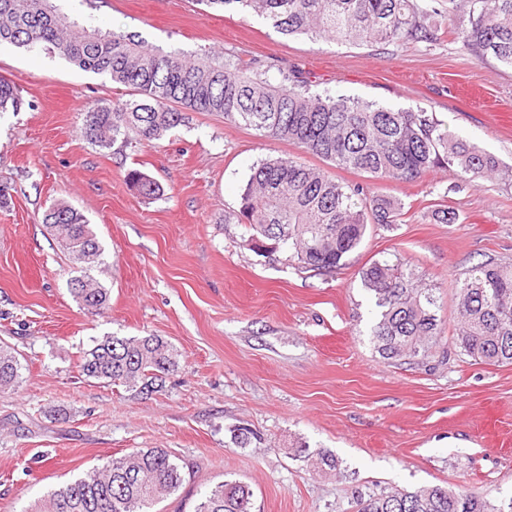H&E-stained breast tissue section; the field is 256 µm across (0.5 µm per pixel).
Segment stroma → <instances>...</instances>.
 Wrapping results in <instances>:
<instances>
[{
	"label": "stroma",
	"mask_w": 512,
	"mask_h": 512,
	"mask_svg": "<svg viewBox=\"0 0 512 512\" xmlns=\"http://www.w3.org/2000/svg\"><path fill=\"white\" fill-rule=\"evenodd\" d=\"M70 17L195 57L210 50L306 71L316 92L436 113L498 159L477 186L441 167L415 182L380 181L259 136L208 112L165 138L115 142L80 133L85 112L124 87L47 50L0 45V78L25 106L0 114V339L23 365L0 395V512L136 448H162L187 474L155 512H192L199 494L248 483L254 512H357L360 498L440 485L491 505L512 502V364L458 356L454 284L484 261L512 264V69L465 53L454 35L426 46L366 47L288 37L194 0H64ZM291 157L367 194L400 201L401 223L371 225L345 267L302 268L287 248L249 249L236 213L251 170ZM156 181L146 197L125 180ZM68 202L102 246L92 276L110 290L88 313L69 291L72 264L43 222ZM456 213L442 223L438 210ZM399 253L438 299L446 360L385 362L369 342L373 303L361 268ZM159 336L178 352L161 391L143 395L82 377L94 339ZM254 440L240 444L236 428ZM336 458L339 469L319 461Z\"/></svg>",
	"instance_id": "obj_1"
}]
</instances>
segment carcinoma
Masks as SVG:
<instances>
[{"mask_svg":"<svg viewBox=\"0 0 512 512\" xmlns=\"http://www.w3.org/2000/svg\"><path fill=\"white\" fill-rule=\"evenodd\" d=\"M263 18L285 36L307 35L353 45H435L451 33L478 59L512 68V0H201ZM52 50L80 69L107 76L129 98L84 116L81 134L110 148L117 139L159 140L186 122V111L211 112L288 141L307 153L382 181H415L448 165L466 185L499 176L500 163L453 136L433 113L395 109L344 95L313 93L301 70L256 60L235 61L221 51L195 61L179 50L162 51L120 32L89 30L66 21L53 0H0V44ZM20 90L0 79V112H18ZM127 181L145 195L157 183L137 169ZM402 207L370 196L355 184L335 181L290 157L253 168L241 194L237 219L251 227L259 251L288 247L302 267L334 273L356 252L371 224H398ZM43 222L79 266L101 255L89 220L64 202ZM70 292L90 313L108 306L109 289L86 274ZM374 301L370 329L384 360L428 366L441 328L432 289L419 285L398 254L360 271ZM460 320L454 334L460 354L489 365L512 364V265L476 264L456 279ZM21 362L0 345V395L19 385ZM178 369L176 350L157 336H104L83 352L80 371L103 384L158 391ZM185 481L183 467L167 450L140 448L93 467L54 490L25 512H152ZM253 491L225 481L201 493L193 512H252ZM359 512H503L473 493L439 485L413 492L373 494Z\"/></svg>","mask_w":512,"mask_h":512,"instance_id":"carcinoma-1","label":"carcinoma"}]
</instances>
